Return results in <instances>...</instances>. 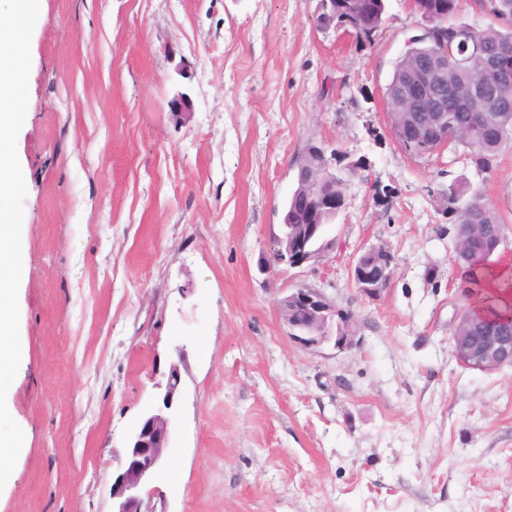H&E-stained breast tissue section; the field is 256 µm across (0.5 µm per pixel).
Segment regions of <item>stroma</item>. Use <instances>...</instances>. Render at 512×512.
Here are the masks:
<instances>
[{
    "label": "stroma",
    "instance_id": "35a3bbf8",
    "mask_svg": "<svg viewBox=\"0 0 512 512\" xmlns=\"http://www.w3.org/2000/svg\"><path fill=\"white\" fill-rule=\"evenodd\" d=\"M320 0H40L6 400L24 444L0 512H111L130 435L181 374L151 512H512V365L464 367L468 308L445 192L499 212L512 262V146L477 171L405 156L385 87L419 18L387 0L359 46ZM186 94L191 110L174 116ZM363 158L332 245L263 267L310 145ZM393 256L375 296L352 267ZM321 289L351 346L288 336L287 290Z\"/></svg>",
    "mask_w": 512,
    "mask_h": 512
}]
</instances>
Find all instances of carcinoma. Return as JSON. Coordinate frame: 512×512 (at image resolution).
<instances>
[{"mask_svg":"<svg viewBox=\"0 0 512 512\" xmlns=\"http://www.w3.org/2000/svg\"><path fill=\"white\" fill-rule=\"evenodd\" d=\"M336 27L351 23L357 28V42H372L374 34L385 21V0H335ZM475 5L487 11L494 22L485 27L468 26L470 47L477 54L465 56L464 63H448V149H464V156L479 171L489 169L502 147L512 142V56L503 58L498 69L484 68L482 56L492 52L497 44L512 41V0H475ZM436 53L430 43L414 39L393 64V72L385 94L392 104L391 124L399 131L396 142L402 152L415 158L426 156L429 140L424 127L425 113L410 112L411 105L401 100L410 89V80L416 75L421 59ZM481 78L486 83V97L481 103L470 104V111L461 108L470 92L471 82ZM298 188L288 198V217L295 223L304 220L310 224H324L327 215L320 209L304 211L301 200L310 197L311 181L336 186V206L342 204V178L321 165L306 151L300 161ZM448 221L454 224V260L466 270L474 258L486 260L494 249L496 233L502 227L498 212L478 192L452 183L448 185Z\"/></svg>","mask_w":512,"mask_h":512,"instance_id":"obj_1","label":"carcinoma"}]
</instances>
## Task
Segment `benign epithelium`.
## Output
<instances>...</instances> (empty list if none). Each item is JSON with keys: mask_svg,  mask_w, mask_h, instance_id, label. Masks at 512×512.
Listing matches in <instances>:
<instances>
[{"mask_svg": "<svg viewBox=\"0 0 512 512\" xmlns=\"http://www.w3.org/2000/svg\"><path fill=\"white\" fill-rule=\"evenodd\" d=\"M410 2L420 17L419 28L424 35L448 29V18L436 15L430 0ZM447 69L444 60L437 66L425 61L414 79L420 89L422 111L428 113L427 131L433 152L448 145V131L444 128ZM319 228L318 224H290L288 219H283L281 235L275 238L269 249L268 267H300L318 258L325 248L331 246L325 237H315ZM391 263L388 250L371 248L356 260L353 277L363 283L365 293L376 295L389 281ZM295 306L306 310L305 322L297 323L289 317ZM280 308L289 337L304 346H319L332 338L336 345L345 346L352 340L347 319L318 288L301 285L289 289L280 301ZM475 330L474 316L469 313L461 316L453 344L464 366L492 371L506 364L512 365V327L499 328L482 336L474 335ZM180 383L179 369L173 365L160 396V405L142 418L130 436L125 462L112 477V512H144L142 493L162 465L164 451L171 442Z\"/></svg>", "mask_w": 512, "mask_h": 512, "instance_id": "obj_1", "label": "benign epithelium"}]
</instances>
